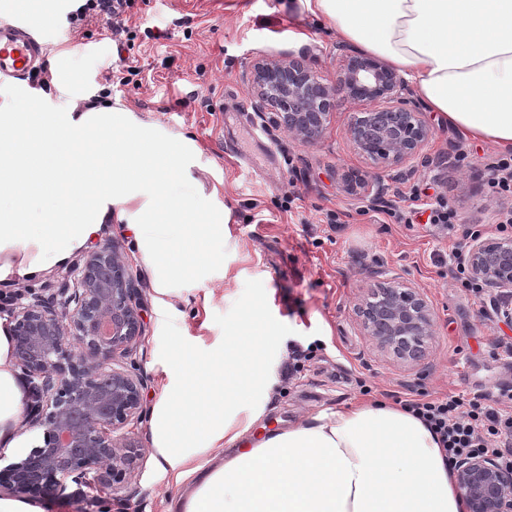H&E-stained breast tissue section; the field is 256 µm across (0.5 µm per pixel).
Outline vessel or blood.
Segmentation results:
<instances>
[{"label":"vessel or blood","instance_id":"obj_1","mask_svg":"<svg viewBox=\"0 0 512 512\" xmlns=\"http://www.w3.org/2000/svg\"><path fill=\"white\" fill-rule=\"evenodd\" d=\"M45 45L40 28L29 16L0 21V82L19 80L40 67Z\"/></svg>","mask_w":512,"mask_h":512}]
</instances>
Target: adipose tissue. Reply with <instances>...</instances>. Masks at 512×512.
Here are the masks:
<instances>
[{"mask_svg": "<svg viewBox=\"0 0 512 512\" xmlns=\"http://www.w3.org/2000/svg\"><path fill=\"white\" fill-rule=\"evenodd\" d=\"M344 42L384 58L428 107L465 136L512 148V0H296ZM67 111L51 109L54 99ZM189 140L143 123L63 72L0 102V279L30 280L67 264L103 225L139 227L156 293L216 262L229 207L169 192L190 174ZM151 226L162 236L148 234ZM270 330L259 311L228 326L206 358L171 351L179 374L152 410L151 444L175 466L167 512H463L436 436L403 408L366 403L322 411L247 440L267 388ZM24 382L0 319V447H18ZM224 455L194 464L210 449Z\"/></svg>", "mask_w": 512, "mask_h": 512, "instance_id": "1", "label": "adipose tissue"}]
</instances>
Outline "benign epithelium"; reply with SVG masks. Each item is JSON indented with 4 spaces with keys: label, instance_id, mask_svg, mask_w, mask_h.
I'll return each instance as SVG.
<instances>
[{
    "label": "benign epithelium",
    "instance_id": "7a95c632",
    "mask_svg": "<svg viewBox=\"0 0 512 512\" xmlns=\"http://www.w3.org/2000/svg\"><path fill=\"white\" fill-rule=\"evenodd\" d=\"M342 64L326 83L303 57L257 58L245 74L259 112L313 144L327 130L341 95L367 105L353 116L346 136L388 180L407 177L433 129L410 99L406 81L380 58L337 47ZM357 201L383 202L388 185L345 177ZM462 261L470 278L499 292L496 312L512 323V238L476 236ZM16 367L31 388L29 428L42 444L0 469V489L17 497H64L68 485L113 487L134 470L138 453L128 426L143 413L146 380L121 362L132 359L143 336L140 288L112 242L83 256L47 296L16 292L5 297ZM364 335L393 360L418 364L429 352L434 313L419 289L386 278L356 308ZM465 512H512V469L491 455L462 458L454 469Z\"/></svg>",
    "mask_w": 512,
    "mask_h": 512
}]
</instances>
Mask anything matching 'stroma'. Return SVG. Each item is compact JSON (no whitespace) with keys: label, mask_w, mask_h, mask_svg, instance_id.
Instances as JSON below:
<instances>
[{"label":"stroma","mask_w":512,"mask_h":512,"mask_svg":"<svg viewBox=\"0 0 512 512\" xmlns=\"http://www.w3.org/2000/svg\"><path fill=\"white\" fill-rule=\"evenodd\" d=\"M77 7V0H55L40 17L47 51L76 48L68 67L80 82L133 107L144 123L193 139L192 177L173 182L172 193L232 210L223 262L178 280L163 300L129 225H106L97 237L118 244L141 288L144 336L136 366L147 379L145 411L175 379L174 343L197 356L218 352L225 329L256 305L277 349L268 359L273 390L251 430L255 438L327 409L450 393L470 401L512 386V324L494 312L496 291L469 292L448 266L468 232L498 234L502 202L488 194L484 172L502 149L424 111L434 130L425 162L391 183L384 207L353 201L342 189L343 175L375 174L345 134L358 104L339 100L322 139L306 144L262 125L244 77L256 56L303 54L334 82L338 39L329 23L289 0H131L130 53L142 72L123 77L111 69L116 55L105 24L71 29L67 16ZM157 28L168 39H148L147 30ZM440 202L459 213L460 231L427 224L425 209ZM388 208L396 219L386 220ZM332 212L338 224L329 223ZM381 275L410 282L433 308V346L416 366L384 355L359 327L355 308ZM296 347L308 357L284 377ZM133 440L140 454L134 472L118 494L84 490L87 512H166L177 489L171 468L151 448L149 420L138 424Z\"/></svg>","instance_id":"obj_1"}]
</instances>
